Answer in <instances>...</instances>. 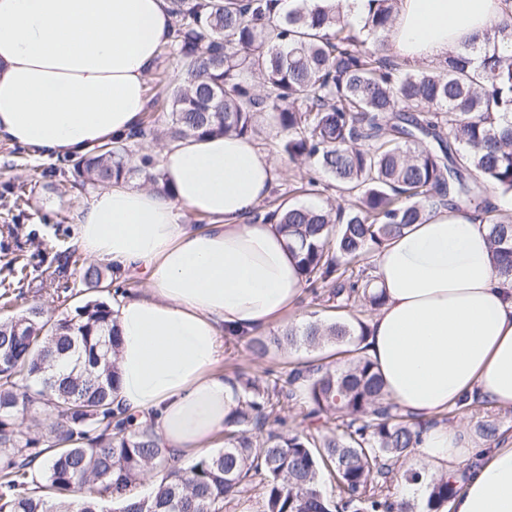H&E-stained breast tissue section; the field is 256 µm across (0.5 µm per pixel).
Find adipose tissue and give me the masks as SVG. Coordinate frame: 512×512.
<instances>
[{
    "mask_svg": "<svg viewBox=\"0 0 512 512\" xmlns=\"http://www.w3.org/2000/svg\"><path fill=\"white\" fill-rule=\"evenodd\" d=\"M512 0H398L390 55L434 65L481 43ZM173 32L169 0H0V140L81 156L141 122L145 77ZM164 191L120 182L80 210L76 246L140 274L120 298L114 408L152 419L185 459L213 448L236 405L223 336H252L297 306L298 254L257 215L274 168L246 136L190 137L160 151ZM205 216L183 224L178 210ZM383 302L364 353L389 398L423 424L418 451L448 474L450 512H512V437L476 448L445 417L464 400L512 410V288L475 213L439 208L376 256Z\"/></svg>",
    "mask_w": 512,
    "mask_h": 512,
    "instance_id": "ef3b65f1",
    "label": "adipose tissue"
}]
</instances>
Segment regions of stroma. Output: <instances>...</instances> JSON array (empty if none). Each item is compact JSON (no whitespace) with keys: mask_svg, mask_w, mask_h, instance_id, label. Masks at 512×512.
I'll return each mask as SVG.
<instances>
[{"mask_svg":"<svg viewBox=\"0 0 512 512\" xmlns=\"http://www.w3.org/2000/svg\"><path fill=\"white\" fill-rule=\"evenodd\" d=\"M172 73L170 62L161 56L146 77V112L151 115L159 135L138 141L133 148L134 155H157L159 147L168 142L165 131L171 123L170 114L165 104L164 88L158 85L157 80L159 76ZM281 138V133L270 125L263 126L253 137L260 152L275 169L271 198L308 206H322L327 201L336 200L334 191L320 187L305 193L297 192L296 187L308 169L292 162L281 152ZM15 184L25 187L26 203L19 211L12 207L6 196L8 187ZM95 192V186L82 184L74 174L69 158H44L34 149L0 141V226L15 224L19 227L18 238L0 235V266L17 253L33 266L54 262L60 253L70 248L77 232L78 210L91 200ZM334 352L335 348L330 344L322 346L317 353L303 348H273L264 358L255 359L248 349L247 339L228 336L224 339L222 365L229 374L244 369L255 377L263 370L271 369L284 376L294 366L314 359L316 354L329 356Z\"/></svg>","mask_w":512,"mask_h":512,"instance_id":"1","label":"stroma"}]
</instances>
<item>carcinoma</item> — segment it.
Here are the masks:
<instances>
[{
  "label": "carcinoma",
  "mask_w": 512,
  "mask_h": 512,
  "mask_svg": "<svg viewBox=\"0 0 512 512\" xmlns=\"http://www.w3.org/2000/svg\"><path fill=\"white\" fill-rule=\"evenodd\" d=\"M354 26L340 6L308 0H171L173 38L164 49L180 67L167 85L173 140L251 135L267 116L290 159L327 179L350 207L279 204L267 215L297 246L305 283L325 288L342 309L358 298L380 305L369 259L441 206L473 210L492 241V259L512 283V215L487 190L512 195V15L494 20L483 46H465L431 71L388 54L396 0H369ZM140 126L120 141L72 160L91 185L139 173L155 178L149 155L133 159ZM36 291L74 310L37 305L0 321V512H224V502L260 488L259 512H436L452 481L427 484L420 503L394 502L395 467L417 447L419 423L391 402L360 355L367 325L341 315L249 339L269 347H342L336 365L308 363L286 379L237 374L238 407L225 421L224 447L186 466L161 455L152 424L112 412L119 345L112 267L76 251L56 266L4 263ZM315 431L284 435L296 397ZM21 417L48 420L45 436ZM162 474L141 490L146 470ZM331 479L338 497L323 491Z\"/></svg>",
  "instance_id": "obj_1"
}]
</instances>
